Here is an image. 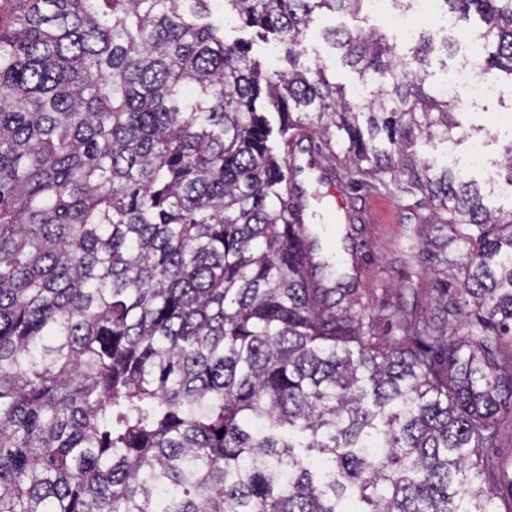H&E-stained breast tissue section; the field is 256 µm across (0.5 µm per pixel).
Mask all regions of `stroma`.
I'll list each match as a JSON object with an SVG mask.
<instances>
[{"label":"stroma","mask_w":512,"mask_h":512,"mask_svg":"<svg viewBox=\"0 0 512 512\" xmlns=\"http://www.w3.org/2000/svg\"><path fill=\"white\" fill-rule=\"evenodd\" d=\"M345 22V16L339 14H317L307 45L311 57L318 59L351 97L358 91V76L322 36L324 29ZM415 29L426 32L437 45L428 66L431 83H447L469 59L463 44L450 50L442 46L444 40L455 37V27L441 14L418 16ZM498 87L494 97L460 107L458 119L469 137L456 147L454 156H447L437 143H418V152L435 165L449 166L486 184L489 172L472 166L470 155L477 142L483 143L491 157L502 151L504 121L512 117V79L501 78ZM298 182L314 205L337 208L343 231L349 236L346 282L359 311L369 316L377 333H385L389 322L430 313L436 286L432 272L438 265L437 242L443 233L433 220L430 202L419 191L410 189L406 180L390 182L375 176L358 186L341 175L330 182L318 180L312 173L299 176Z\"/></svg>","instance_id":"35a3bbf8"}]
</instances>
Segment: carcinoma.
<instances>
[{"label": "carcinoma", "instance_id": "carcinoma-1", "mask_svg": "<svg viewBox=\"0 0 512 512\" xmlns=\"http://www.w3.org/2000/svg\"><path fill=\"white\" fill-rule=\"evenodd\" d=\"M213 2L0 0V512H499L512 210L412 150L468 137L431 38L327 32L348 98L308 29L369 0H224L281 68ZM435 4L512 75V0ZM337 146L350 184L407 178L467 246L438 322L379 336L326 285L293 159L329 180ZM349 22L348 17L339 14L326 12L317 14L309 30L307 45L311 57L318 59L328 70L331 79L336 84L344 87L348 97H352L358 91V76L350 67L345 65L341 54L322 36L324 29L334 28ZM224 37L228 41L238 38H254L249 29L241 28L238 24L230 23L224 25ZM253 53L263 60L274 62L276 58V49L272 43H264L260 39L254 38Z\"/></svg>", "mask_w": 512, "mask_h": 512}]
</instances>
